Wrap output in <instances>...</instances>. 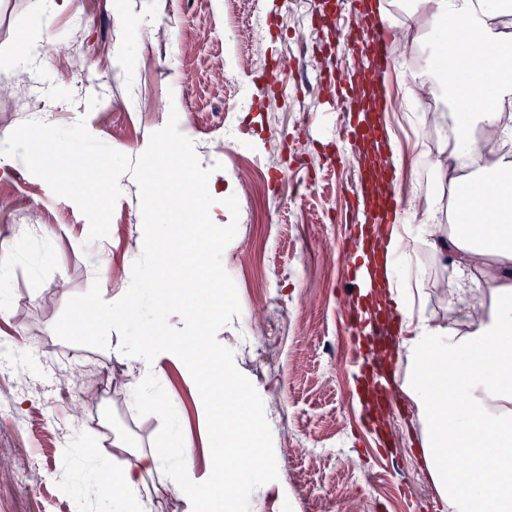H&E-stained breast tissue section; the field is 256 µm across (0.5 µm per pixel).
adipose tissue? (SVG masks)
<instances>
[{"mask_svg": "<svg viewBox=\"0 0 512 512\" xmlns=\"http://www.w3.org/2000/svg\"><path fill=\"white\" fill-rule=\"evenodd\" d=\"M402 6L406 19L423 11L433 22V60L420 79L447 98L454 114L450 158L470 157L479 150L473 125H499L504 105L512 104V32L498 23L500 16L512 15V0H402ZM477 93L484 96V107L474 106ZM474 208L490 218L479 239L461 230L448 234L441 224L424 227L431 248L448 257L456 276L455 288L448 291L447 323L410 293L399 264L402 237L392 236L386 244L392 261L384 274L395 279L402 315L395 348L405 365L401 388L416 410L425 472L444 512H512L511 165L487 168L459 182L457 211ZM493 282L498 288L486 321L459 330L465 318L461 301L476 299ZM91 303L98 317L89 333H116L112 353L128 367L126 387L141 388L166 364H186L187 352L207 350L200 335L186 345L170 342L159 331L135 339L121 335L125 320L136 313L131 290L114 296L105 288L92 295ZM452 388L460 393L453 406L448 403ZM453 452L470 457L469 469L449 470ZM112 456L124 462L122 468L100 472L118 486L100 498L112 512H159L166 499L178 500L181 512H200L205 501L216 500L215 477L225 469L223 449L209 450L200 460L192 443L180 437L163 453L134 447L116 433Z\"/></svg>", "mask_w": 512, "mask_h": 512, "instance_id": "adipose-tissue-1", "label": "adipose tissue"}]
</instances>
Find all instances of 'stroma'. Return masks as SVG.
I'll return each mask as SVG.
<instances>
[{
    "mask_svg": "<svg viewBox=\"0 0 512 512\" xmlns=\"http://www.w3.org/2000/svg\"><path fill=\"white\" fill-rule=\"evenodd\" d=\"M316 0H241L225 16L224 0H0V74L12 72L19 39L42 42L29 81L0 96V134L27 120L88 131L135 159L170 114L193 128L198 159L224 170L239 206L235 237L222 254L241 312L217 339L233 349L237 368L261 395L278 478L256 489L250 512H439L418 448L420 426L398 394L382 427H364L347 353L343 274L352 253L349 228L361 223L352 189L362 143L345 145L349 115L316 100ZM264 35L252 40V23ZM169 37L155 39L154 27ZM407 51L392 47L393 89L404 100L390 113L403 163L393 186L406 208L416 193H444L434 166L447 147L426 139L429 111L440 96L412 85L426 69L434 31L418 14ZM242 55L255 68L221 78L224 60ZM106 237L112 290L129 287L142 229L138 185L119 180ZM89 221L18 158L0 160V239H17L0 300V512H96L100 468L113 432L138 446L167 448L186 436L196 452L209 438L178 368L146 383L143 394L114 386L108 401L74 416L77 392L62 396L66 363L84 376L124 372L108 360L105 341L69 333L71 313L100 289L89 261ZM413 287L430 311L447 319L448 299L435 284L448 271L420 237L406 247ZM40 363L30 376L28 362ZM76 449L74 459L62 449Z\"/></svg>",
    "mask_w": 512,
    "mask_h": 512,
    "instance_id": "obj_1",
    "label": "stroma"
}]
</instances>
